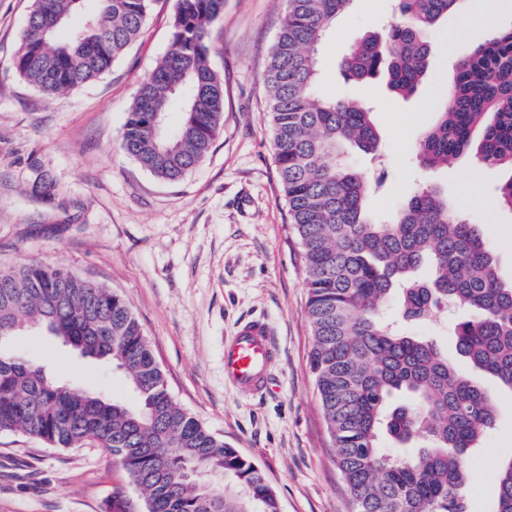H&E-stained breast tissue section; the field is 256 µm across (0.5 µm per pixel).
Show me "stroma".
Masks as SVG:
<instances>
[{"mask_svg":"<svg viewBox=\"0 0 512 512\" xmlns=\"http://www.w3.org/2000/svg\"><path fill=\"white\" fill-rule=\"evenodd\" d=\"M29 7L30 0H0V265L42 261L122 295L174 401L254 462L280 512H349L310 371L305 274L274 160L265 72L285 0H224L211 37V64L224 79L223 131L176 183L118 150L137 89L170 46L175 0H154L140 37L108 74L52 95L10 67ZM396 17V0H352L322 43L317 93L361 98L372 110L377 157L348 156L354 169L385 179L367 198L370 214L386 219L414 186H439L478 225L502 284L511 287L512 210L495 201L503 172L467 155L425 169L416 145L436 120L454 60L492 26L512 24V0H462L458 13L427 31L431 74L407 100L384 79L359 83L337 67ZM464 317L442 311L403 329L436 337L455 362L454 328ZM258 318L269 324L278 356L268 390L244 396L224 381V339L240 321ZM11 347L30 358L48 354L56 378L135 402L120 371L38 332L15 337ZM478 381L498 414L472 451L468 495L471 512H495V475L512 457V389L485 375ZM129 484L125 469L95 445L51 448L0 433V512H106L113 488Z\"/></svg>","mask_w":512,"mask_h":512,"instance_id":"35a3bbf8","label":"stroma"}]
</instances>
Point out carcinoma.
Returning a JSON list of instances; mask_svg holds the SVG:
<instances>
[{
  "mask_svg": "<svg viewBox=\"0 0 512 512\" xmlns=\"http://www.w3.org/2000/svg\"><path fill=\"white\" fill-rule=\"evenodd\" d=\"M80 2L32 0L11 67L43 93L74 91L108 72L139 37L153 0H95L91 16L66 25ZM350 2L286 0L265 77L277 172L302 248L310 369L357 512H470L468 454L492 428L496 403L435 339L401 333L382 309L398 293L407 320L448 306L471 311L456 327L458 355L512 388V287L500 282L478 225L441 188H416L387 224L367 213L379 182L350 168L345 155L354 148L376 155L371 112L316 93L319 46ZM460 2L398 0L385 36L353 46L341 68L356 81L384 75L396 95H414L433 53L425 33ZM223 6L176 0L170 48L128 112L120 150L162 181L195 169L223 128L224 80L210 61ZM175 102L182 120L170 128ZM466 154L508 172L496 199L512 211V27L456 61L438 119L416 150L426 168ZM423 264L431 274L418 280ZM24 327L121 371L136 406L57 380L44 362L11 352ZM0 335V432L54 448L95 443L127 471L143 512H280L259 468L174 402L120 294L61 266H1ZM385 436L402 443L425 436L428 445L400 461L386 452ZM194 468L224 481L205 486ZM496 480V512H512V459ZM108 507L135 512L120 488Z\"/></svg>",
  "mask_w": 512,
  "mask_h": 512,
  "instance_id": "1",
  "label": "carcinoma"
}]
</instances>
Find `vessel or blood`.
I'll return each instance as SVG.
<instances>
[{
	"instance_id": "obj_1",
	"label": "vessel or blood",
	"mask_w": 512,
	"mask_h": 512,
	"mask_svg": "<svg viewBox=\"0 0 512 512\" xmlns=\"http://www.w3.org/2000/svg\"><path fill=\"white\" fill-rule=\"evenodd\" d=\"M276 354L264 322H240L233 336L224 341V378L242 392H263L268 387L267 373Z\"/></svg>"
}]
</instances>
